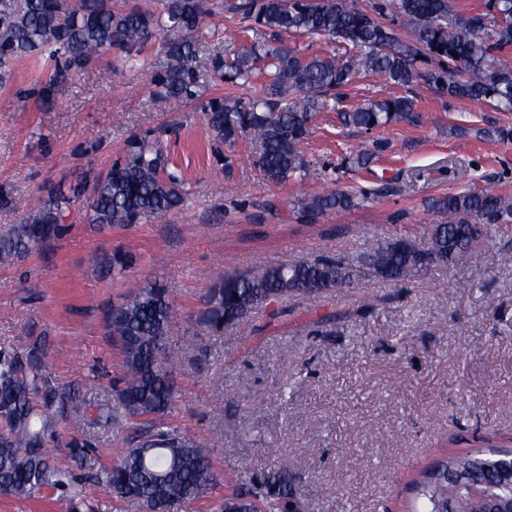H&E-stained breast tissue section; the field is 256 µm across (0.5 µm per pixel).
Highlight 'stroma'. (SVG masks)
Wrapping results in <instances>:
<instances>
[{
	"label": "stroma",
	"instance_id": "35a3bbf8",
	"mask_svg": "<svg viewBox=\"0 0 512 512\" xmlns=\"http://www.w3.org/2000/svg\"><path fill=\"white\" fill-rule=\"evenodd\" d=\"M238 2L207 0L199 56L272 45L355 62L342 102L317 111L298 146L304 177L268 181L248 138L228 146L207 130L201 101L262 94L263 72L246 83L204 69L198 98L160 99L152 78L165 60L161 37L129 58L108 52L60 74L37 55L0 73V230L27 221L38 197L61 199L66 212L60 237L0 265V346L47 337L57 382L96 400L124 372L104 328L107 310L128 279L160 282L173 303L174 339L190 346L168 420L190 435L223 437L213 453L221 483L187 512H217L225 494L264 480L284 458L294 462L288 486L307 512H407L429 466L474 448L512 447V266L493 256L512 251V224L495 228L489 254L427 265L406 288L363 276L346 288L291 294L281 301L286 316L259 310L216 339L195 323L215 286L207 272L343 259L369 241L424 243L439 221L436 199L469 187L512 196V140L495 134L512 129V112L436 92L427 76L437 62L422 56L416 121L368 132L343 125L339 109L397 86L340 39L255 29ZM143 137L158 140L183 181V205L125 226L89 223L97 181ZM361 147L375 152L364 168L350 161ZM328 190L367 198L302 218L303 203ZM116 249L135 258L129 278L106 266ZM98 439L101 452L87 462L93 481L71 483L69 495L79 512H140L105 481L121 440Z\"/></svg>",
	"mask_w": 512,
	"mask_h": 512
}]
</instances>
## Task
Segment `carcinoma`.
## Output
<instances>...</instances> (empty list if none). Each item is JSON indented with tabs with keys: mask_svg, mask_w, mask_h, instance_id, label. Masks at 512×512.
<instances>
[{
	"mask_svg": "<svg viewBox=\"0 0 512 512\" xmlns=\"http://www.w3.org/2000/svg\"><path fill=\"white\" fill-rule=\"evenodd\" d=\"M389 6L413 28L416 43L402 41L381 20ZM238 9L256 27L275 33L340 38L366 52L371 71L386 74L407 91L416 79L417 57L434 56L443 62L430 74L439 92L512 110V70L495 61L500 51L512 47V0H487L485 10L459 19L451 18V0H390L370 10L349 0H241ZM206 14L202 0H169L164 17L150 9L148 0L128 10L114 9L112 0H0V70L37 53L67 68L82 67L105 50L139 49L157 29L165 42L167 63L153 76L155 94L172 100L196 98V50L186 34L203 29ZM259 59L268 69L265 96L248 101L212 99L202 110L208 130L224 143L231 145L249 135L264 177L281 183L306 171L298 145L310 134L319 99L351 82L354 62L342 55L304 58L269 48L260 57H214L210 66L223 78L247 81ZM462 71L468 78L459 77ZM286 88L304 96L283 105L275 96ZM414 109V97L405 94L358 103L340 111V117L346 125L371 131L413 120ZM187 194L182 180L169 171L158 142L142 139L96 184L89 207L96 224H134L146 213L179 207ZM356 206L357 194L334 191L315 196L303 205V213L314 219L327 210ZM435 209L444 221L433 225L423 245L400 238L350 262L295 260L239 272L222 270L219 287L209 295L196 323L207 335L220 337L225 327L292 293L320 294L361 274L404 284L429 263L454 264L472 254L487 238L489 227L512 224V198L484 189L445 196ZM63 218L59 203L46 200L27 223L5 229L0 233V265L59 236ZM133 264L134 258L120 251L108 258L113 274L120 277ZM172 308L165 289L146 283L134 286L107 311V335L120 344L125 373L113 384L112 395L94 402L55 382L54 351L43 337L22 350L0 348V494L24 499L50 494L60 512H75V502L66 494L75 475L58 464L51 443L59 425L81 418L103 431L132 427L130 447L119 450L108 472L118 501L141 505L148 512H182L211 494L218 484L212 466L216 442L189 436L166 420L176 393L175 360L168 349ZM67 448L71 457L82 461L94 450V438H73ZM292 469L291 463L283 465L272 481L224 498L219 509L224 512L236 502L245 512H257L262 500L264 512H288ZM493 469L492 457L481 451L449 458L423 475L419 512H434L461 494L442 471L462 470L490 481Z\"/></svg>",
	"mask_w": 512,
	"mask_h": 512,
	"instance_id": "cac0c4a2",
	"label": "carcinoma"
}]
</instances>
